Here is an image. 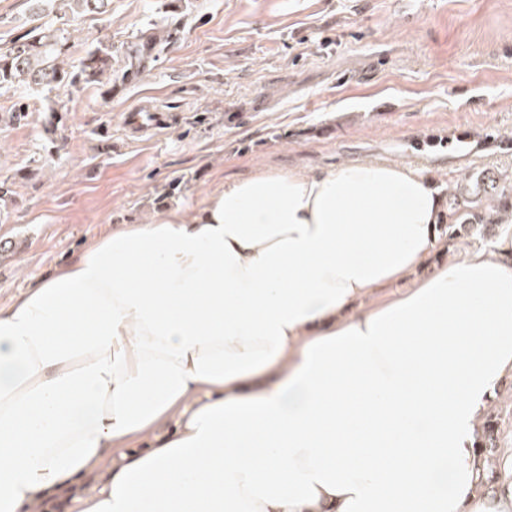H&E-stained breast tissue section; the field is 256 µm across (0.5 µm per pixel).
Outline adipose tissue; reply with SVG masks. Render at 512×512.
<instances>
[{
  "instance_id": "obj_1",
  "label": "adipose tissue",
  "mask_w": 512,
  "mask_h": 512,
  "mask_svg": "<svg viewBox=\"0 0 512 512\" xmlns=\"http://www.w3.org/2000/svg\"><path fill=\"white\" fill-rule=\"evenodd\" d=\"M406 163L262 168L88 244L0 306V512H512L477 436L512 375V236L415 272ZM154 435V447L129 446ZM108 466L109 464L88 474L78 485H75L70 489H65L57 493L55 492V494L53 493L48 498H43V500H45H42L41 504L38 506V512H48L44 509L49 508L53 502L61 500H67V504L64 507L63 512H70L72 498L77 495L84 496L93 493L94 488L106 479L108 475Z\"/></svg>"
}]
</instances>
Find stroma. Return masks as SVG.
I'll use <instances>...</instances> for the list:
<instances>
[{
    "label": "stroma",
    "mask_w": 512,
    "mask_h": 512,
    "mask_svg": "<svg viewBox=\"0 0 512 512\" xmlns=\"http://www.w3.org/2000/svg\"><path fill=\"white\" fill-rule=\"evenodd\" d=\"M166 0H111L72 17L69 62L101 36L112 68L139 31L171 23ZM183 28L140 79L56 98L30 93L24 119L1 117L0 303L75 257L110 226L185 210L260 168L407 162L447 192L464 173L512 179V0H185ZM173 114L130 138L139 107ZM471 138L472 159L448 143ZM176 182L180 193L164 196Z\"/></svg>",
    "instance_id": "obj_1"
}]
</instances>
